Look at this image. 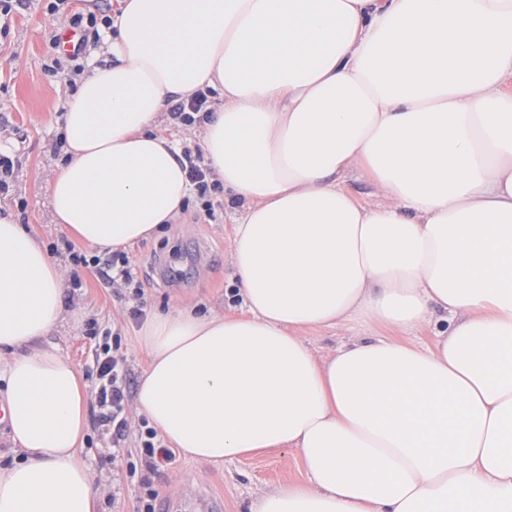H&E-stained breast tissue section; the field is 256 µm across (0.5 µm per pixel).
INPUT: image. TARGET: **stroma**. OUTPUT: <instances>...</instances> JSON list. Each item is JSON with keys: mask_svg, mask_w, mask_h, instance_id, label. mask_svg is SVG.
Listing matches in <instances>:
<instances>
[{"mask_svg": "<svg viewBox=\"0 0 512 512\" xmlns=\"http://www.w3.org/2000/svg\"><path fill=\"white\" fill-rule=\"evenodd\" d=\"M97 0H71L67 9L51 14L46 0H30L28 7L14 15L5 34H0V148L12 151L19 168L8 194L0 201L16 207L19 223L25 224L42 245L67 237L63 225L52 223L47 182L52 165L62 157L54 145L60 135L63 91L68 85L62 71L47 66L48 41L58 33L59 19L72 12L92 11ZM234 224H210L183 213L180 221L165 225L159 234L131 248L143 263L156 256L168 257L172 275L156 280L147 289L148 312L172 307H195L201 311L241 313L240 303H228L224 291L233 269L230 250ZM84 286L76 291L75 303L88 318L111 327L122 336V344L134 374H142L146 358L137 347L138 324L123 319L125 301L111 289L101 287L90 272H82ZM360 324L302 331V339L318 358L333 355L345 343L367 335ZM97 341L85 330L63 325L43 341L44 348L69 356L94 383L93 353ZM96 404L88 406L85 459L97 472L114 476L113 489L100 512H134L142 494L138 481L126 473L123 460L112 457V442L96 421ZM296 453L272 449L257 455L227 460L219 465L196 462L176 455L167 466L152 474L158 512H188L203 506L206 512H247L257 494L281 483L302 479Z\"/></svg>", "mask_w": 512, "mask_h": 512, "instance_id": "obj_1", "label": "stroma"}]
</instances>
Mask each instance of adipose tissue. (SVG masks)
<instances>
[{
	"instance_id": "adipose-tissue-1",
	"label": "adipose tissue",
	"mask_w": 512,
	"mask_h": 512,
	"mask_svg": "<svg viewBox=\"0 0 512 512\" xmlns=\"http://www.w3.org/2000/svg\"><path fill=\"white\" fill-rule=\"evenodd\" d=\"M63 107L54 223L120 248L191 193L157 128L213 92L205 161L232 214L243 314L149 315L135 407L170 447L219 464L297 453L307 479L249 512H512V0H119ZM360 173L386 200L343 183ZM60 266L0 215V380L14 460L0 512H97L89 392L42 342ZM367 336L318 358L300 336Z\"/></svg>"
}]
</instances>
